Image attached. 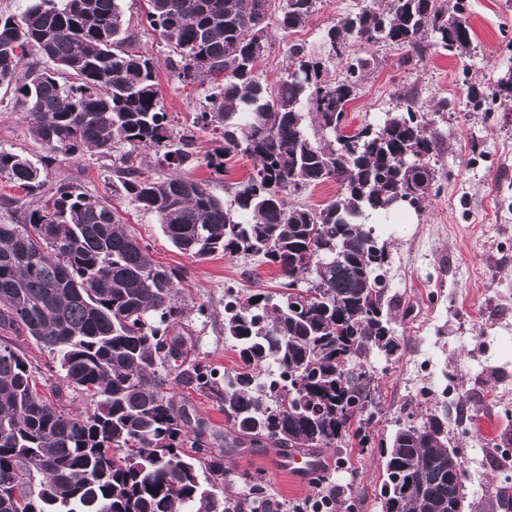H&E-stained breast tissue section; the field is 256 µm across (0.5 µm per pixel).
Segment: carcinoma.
Instances as JSON below:
<instances>
[{
  "label": "carcinoma",
  "mask_w": 512,
  "mask_h": 512,
  "mask_svg": "<svg viewBox=\"0 0 512 512\" xmlns=\"http://www.w3.org/2000/svg\"><path fill=\"white\" fill-rule=\"evenodd\" d=\"M149 26L169 48L182 83L213 82L196 116L219 132L208 155L254 161L225 203L209 183L179 173L156 178L134 165L136 149L175 167L198 161L196 135L173 134L152 54L130 48L121 0H36L20 19L0 17V85L14 86L37 160L0 149V179L37 197L22 224L0 223V512H241L214 489L251 484L224 469L235 448H330L372 442L374 384L362 361L397 352L385 246L370 219L422 207L435 180L436 135L412 92L395 112L345 131V109L371 65L359 56L344 78H323V57L301 44L273 79L256 74L267 49L268 0H149ZM316 0H284L277 27L304 26ZM392 44L408 65L431 47L465 54L472 30L461 0H387L327 28L325 52L350 42ZM49 63L26 64L30 52ZM125 197L156 217L181 253L205 259L260 256L279 268L278 291L224 285V339L238 367L214 377L191 354L182 326L186 274L154 259L116 207L42 174L62 155H108L115 144ZM326 205L290 197L325 182ZM32 340L55 373L54 399L19 348ZM180 362L179 369L170 362ZM192 387L224 411L208 430L177 404ZM93 409L72 410L63 390ZM441 434L401 427L378 443L383 512H464L463 484L448 468V414L427 417Z\"/></svg>",
  "instance_id": "cac0c4a2"
}]
</instances>
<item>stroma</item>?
<instances>
[{
	"label": "stroma",
	"mask_w": 512,
	"mask_h": 512,
	"mask_svg": "<svg viewBox=\"0 0 512 512\" xmlns=\"http://www.w3.org/2000/svg\"><path fill=\"white\" fill-rule=\"evenodd\" d=\"M383 0H319L307 25L289 35L271 28L270 43L257 70L272 78L288 65V47L319 45L322 33L346 16ZM476 50L458 55L433 47L422 60L401 64L394 46L352 43L351 56H370L356 95L347 105L348 131L399 104L397 92L411 89L428 111L440 146L434 165L437 183L422 211H407L392 227H378L391 254L387 277L394 296L396 329L404 345L391 357L368 359L377 408L372 431L389 438L399 424L423 421L441 402L459 409L461 425L449 426L451 447L461 449L465 512H500L491 494L512 483V96L499 95L506 78L504 62L512 57V0H463ZM121 7L136 38L156 63L160 102L174 133L191 128L206 104L210 84L183 85L170 71L167 48L149 27L148 0H122ZM486 96L481 106L469 100L470 89ZM25 110L13 90L0 87V148L36 157L41 149L29 136ZM253 171L252 160L236 156L224 175L205 162L184 167L189 177L209 182L215 196L229 201ZM47 187L70 182L80 191L112 201L153 257L184 270L185 327L200 358L215 372L236 368L239 358L224 341V285L275 291L279 270L250 258L216 255L198 262L180 253L163 234L157 219L124 198L112 159L87 152L58 157L45 172ZM492 408L502 421L497 439L476 434L473 418ZM328 465L323 477L343 485L357 498L359 512H382L379 496L382 465L376 448L344 445L321 451ZM277 448H244L225 455V468L257 476L268 497L290 512L316 492L299 484L280 467ZM348 467H341V460Z\"/></svg>",
	"instance_id": "stroma-1"
}]
</instances>
